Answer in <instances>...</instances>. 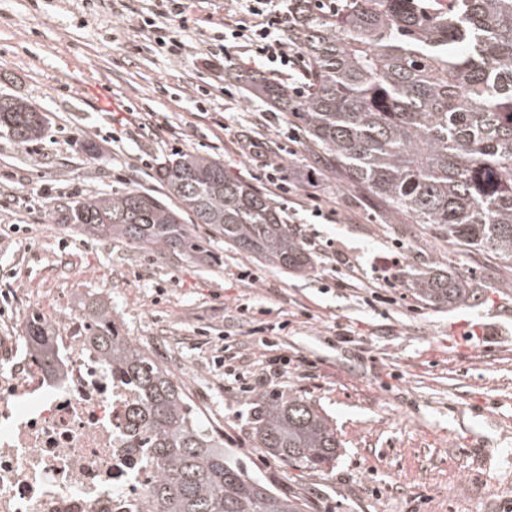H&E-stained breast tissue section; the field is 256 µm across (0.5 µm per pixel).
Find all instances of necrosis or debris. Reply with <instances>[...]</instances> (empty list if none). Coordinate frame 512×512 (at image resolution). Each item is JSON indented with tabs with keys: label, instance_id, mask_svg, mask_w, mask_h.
<instances>
[{
	"label": "necrosis or debris",
	"instance_id": "4bbe7bcc",
	"mask_svg": "<svg viewBox=\"0 0 512 512\" xmlns=\"http://www.w3.org/2000/svg\"><path fill=\"white\" fill-rule=\"evenodd\" d=\"M56 358L9 351L0 374V512H149L158 468L127 429L131 389L113 377L80 311H53Z\"/></svg>",
	"mask_w": 512,
	"mask_h": 512
}]
</instances>
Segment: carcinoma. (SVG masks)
I'll return each mask as SVG.
<instances>
[{"mask_svg": "<svg viewBox=\"0 0 512 512\" xmlns=\"http://www.w3.org/2000/svg\"><path fill=\"white\" fill-rule=\"evenodd\" d=\"M304 57L303 92L246 77L251 94L282 111L340 181L388 212L428 224L460 251L484 252L512 270V0H291ZM45 131L28 102L0 95V133L20 143ZM166 193L126 188L79 197L60 224L157 250L193 252L190 224H206L236 250L285 272L313 269L311 255L266 192L224 163L179 153L156 170ZM425 301L448 308L477 290L451 265L410 275ZM92 345L137 394L128 429L159 469L153 512H306L251 475L205 423L166 367L122 336L112 308H87ZM27 352L44 369L55 347L47 323L26 326ZM255 447L289 465L323 467L341 447L336 429L302 398L263 399Z\"/></svg>", "mask_w": 512, "mask_h": 512, "instance_id": "cac0c4a2", "label": "carcinoma"}]
</instances>
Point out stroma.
I'll list each match as a JSON object with an SVG mask.
<instances>
[{
  "label": "stroma",
  "mask_w": 512,
  "mask_h": 512,
  "mask_svg": "<svg viewBox=\"0 0 512 512\" xmlns=\"http://www.w3.org/2000/svg\"><path fill=\"white\" fill-rule=\"evenodd\" d=\"M129 4L0 0V93L48 117L39 140L0 134V336L24 335L39 307L110 303L120 331L171 372L225 447L306 512H512V271L346 188L301 131L285 133V114L230 79L217 41L225 18H247L248 0H190L179 61L133 20L155 16L157 0ZM129 109L136 118L113 125ZM178 152L220 157L274 198L285 223L315 241L314 268L268 266L205 224L191 228L202 252L185 255L56 222L68 199L156 188L159 164ZM273 160L290 193L266 181ZM326 247L346 260L337 271ZM394 257L398 285L380 289ZM446 262L479 288L453 310L409 286L410 272ZM243 303L258 308L253 321L238 314ZM265 321L280 324L292 359L271 390L329 416L342 443L331 465L291 467L254 446L257 400L241 398L235 378L259 370L254 328ZM223 336L239 353L227 373L213 366Z\"/></svg>",
  "instance_id": "35a3bbf8"
}]
</instances>
